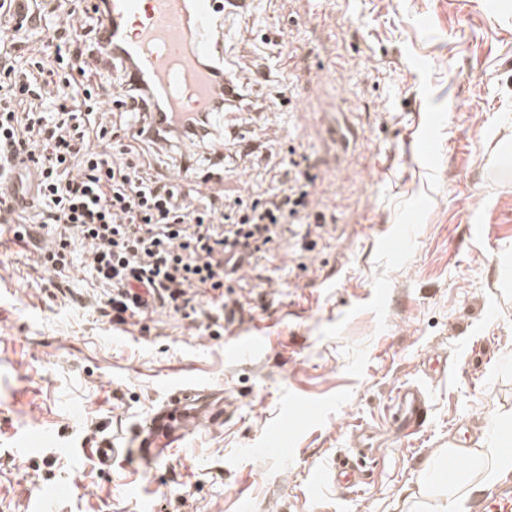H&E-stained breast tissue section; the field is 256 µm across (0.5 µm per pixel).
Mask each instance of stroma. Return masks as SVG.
Masks as SVG:
<instances>
[{"label": "stroma", "mask_w": 512, "mask_h": 512, "mask_svg": "<svg viewBox=\"0 0 512 512\" xmlns=\"http://www.w3.org/2000/svg\"><path fill=\"white\" fill-rule=\"evenodd\" d=\"M224 57L255 106L224 142L225 195L296 156L336 221L243 265L212 327L112 322L82 245L57 273L49 237L0 226V512H43L45 485L50 512H435L449 442L512 419V0H252ZM442 110L438 157L413 161ZM408 385L428 417L396 436ZM184 387L227 416L142 470L127 447ZM365 436L362 485L337 482Z\"/></svg>", "instance_id": "35a3bbf8"}]
</instances>
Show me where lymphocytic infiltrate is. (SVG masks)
Here are the masks:
<instances>
[{
  "mask_svg": "<svg viewBox=\"0 0 512 512\" xmlns=\"http://www.w3.org/2000/svg\"><path fill=\"white\" fill-rule=\"evenodd\" d=\"M80 2L53 5L58 21L35 48L14 24L20 0H0V177L32 172V206L52 236L45 266L67 269L72 245L83 244L120 323L152 306L183 313L215 300L226 267L327 223L294 160L280 184L247 198L192 193L155 172L157 145L206 137L212 113L229 107L224 74L214 72L200 112L166 111L146 82L121 87L126 106L104 110L101 77L126 56L105 36L102 14L71 23Z\"/></svg>",
  "mask_w": 512,
  "mask_h": 512,
  "instance_id": "f902f5d3",
  "label": "lymphocytic infiltrate"
}]
</instances>
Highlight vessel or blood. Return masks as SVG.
<instances>
[{
  "instance_id": "vessel-or-blood-1",
  "label": "vessel or blood",
  "mask_w": 512,
  "mask_h": 512,
  "mask_svg": "<svg viewBox=\"0 0 512 512\" xmlns=\"http://www.w3.org/2000/svg\"><path fill=\"white\" fill-rule=\"evenodd\" d=\"M136 63L138 78L153 84L171 112H199L208 104L211 68L223 67L221 41L214 28L216 0H95ZM195 391L170 396L144 421L136 454L150 467L172 443L176 426L214 421L215 409L194 407ZM397 413L405 425H423L427 408L415 387L401 388ZM472 512H512V484L505 482L475 502Z\"/></svg>"
}]
</instances>
